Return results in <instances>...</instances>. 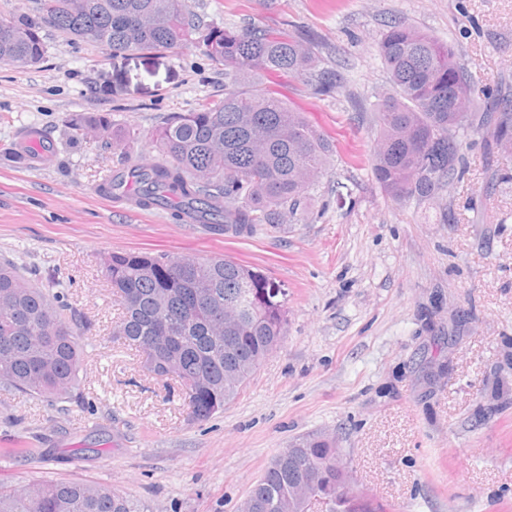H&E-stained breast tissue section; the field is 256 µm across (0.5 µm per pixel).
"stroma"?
I'll return each mask as SVG.
<instances>
[{"mask_svg": "<svg viewBox=\"0 0 512 512\" xmlns=\"http://www.w3.org/2000/svg\"><path fill=\"white\" fill-rule=\"evenodd\" d=\"M214 25L299 26L343 77L329 96L258 80L333 145L297 223L212 234L100 194L159 156L151 133L222 100L224 69L201 49L115 55L47 28L37 66L0 63V261L60 296L81 349L84 402L0 384V481L102 484L147 512H236L279 448L336 437L361 489L389 512H512V192L491 189L481 146L464 150L455 195L399 201L375 182L372 110L388 88L377 43L407 21L454 44L476 87L512 81V0H184ZM110 117L107 144L76 117ZM48 133L51 161L7 150ZM221 256L288 290L286 335L222 412L193 420L178 384L149 376L112 334L114 251Z\"/></svg>", "mask_w": 512, "mask_h": 512, "instance_id": "stroma-1", "label": "stroma"}]
</instances>
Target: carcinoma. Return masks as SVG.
Returning a JSON list of instances; mask_svg holds the SVG:
<instances>
[{
	"label": "carcinoma",
	"mask_w": 512,
	"mask_h": 512,
	"mask_svg": "<svg viewBox=\"0 0 512 512\" xmlns=\"http://www.w3.org/2000/svg\"><path fill=\"white\" fill-rule=\"evenodd\" d=\"M44 16L0 24V62L28 66L47 52L42 26L114 54L155 52L195 42L224 67V100L174 116L155 133L163 161L112 175V188L144 208L210 225L216 234L251 232L306 211L330 144L304 116L254 76L278 72L327 95L342 77L321 67L310 34L249 24L203 29L184 0H41ZM377 55L390 92L378 100L371 165L397 200H434L464 177L462 138L480 140L490 181L512 183V83L475 94L455 47L405 20L387 26ZM122 307L113 335L145 356L155 378L182 387L191 416L206 420L240 394L266 352L285 335L287 296L260 269L223 257L114 252L105 262ZM79 345L43 289L0 264V382L22 394L80 400ZM336 439H292L266 464L238 512H383L336 470ZM0 512H145L102 485L53 479L0 482Z\"/></svg>",
	"instance_id": "obj_1"
}]
</instances>
